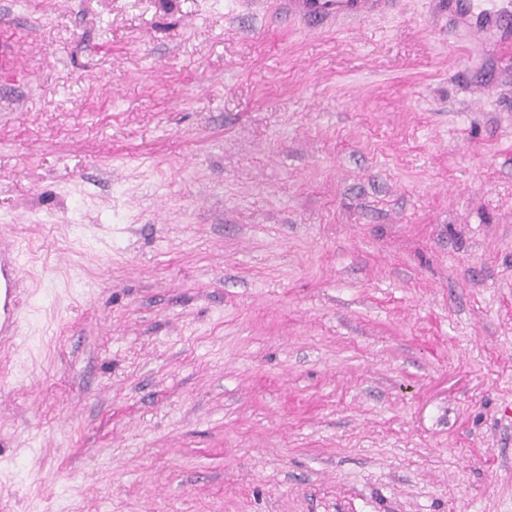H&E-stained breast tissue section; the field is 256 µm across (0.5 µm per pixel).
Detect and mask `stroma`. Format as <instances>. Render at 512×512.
<instances>
[{
	"instance_id": "stroma-1",
	"label": "stroma",
	"mask_w": 512,
	"mask_h": 512,
	"mask_svg": "<svg viewBox=\"0 0 512 512\" xmlns=\"http://www.w3.org/2000/svg\"><path fill=\"white\" fill-rule=\"evenodd\" d=\"M0 512H512V54L435 0H0ZM392 5L393 0H289L288 13L324 24L374 18ZM19 251L0 253V335L13 336L17 327V297L22 283Z\"/></svg>"
}]
</instances>
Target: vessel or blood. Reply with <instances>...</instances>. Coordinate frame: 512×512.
I'll return each instance as SVG.
<instances>
[{
    "label": "vessel or blood",
    "instance_id": "vessel-or-blood-1",
    "mask_svg": "<svg viewBox=\"0 0 512 512\" xmlns=\"http://www.w3.org/2000/svg\"><path fill=\"white\" fill-rule=\"evenodd\" d=\"M393 0H288L291 15L321 24L366 20L387 12ZM439 10L467 34L501 46H512V0H438ZM19 252L0 253V335L13 336L17 297L22 283Z\"/></svg>",
    "mask_w": 512,
    "mask_h": 512
}]
</instances>
